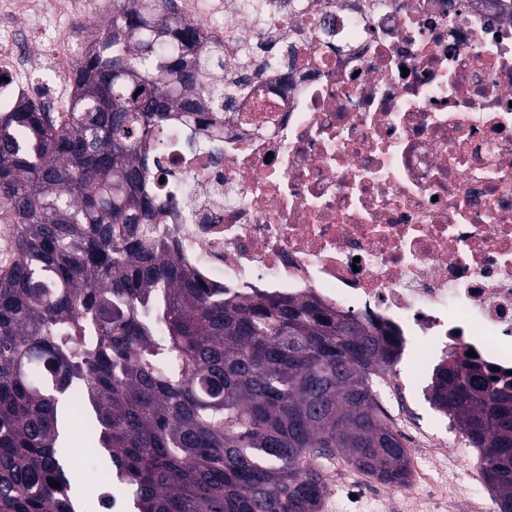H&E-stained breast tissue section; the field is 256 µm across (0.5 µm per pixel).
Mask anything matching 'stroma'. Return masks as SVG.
Returning a JSON list of instances; mask_svg holds the SVG:
<instances>
[{
	"label": "stroma",
	"mask_w": 512,
	"mask_h": 512,
	"mask_svg": "<svg viewBox=\"0 0 512 512\" xmlns=\"http://www.w3.org/2000/svg\"><path fill=\"white\" fill-rule=\"evenodd\" d=\"M410 420L419 429L438 422V435L448 448L446 456L435 459L414 441H407L412 471L424 472L433 493L417 489L414 498L405 499L400 488H388L369 476L346 467L343 460L327 464L328 492L321 512H440V500L458 504V512H470L479 503L486 485L479 475L474 449L469 448L463 432L448 418L439 417L426 401L423 388H416L410 409ZM75 434L68 442V453L77 477V488L88 496L89 512H99L98 496L106 488V470L93 448L84 441L88 419L70 416Z\"/></svg>",
	"instance_id": "stroma-1"
}]
</instances>
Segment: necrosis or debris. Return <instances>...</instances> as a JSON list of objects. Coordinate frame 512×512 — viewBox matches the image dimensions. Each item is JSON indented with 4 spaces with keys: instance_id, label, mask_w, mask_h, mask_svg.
I'll use <instances>...</instances> for the list:
<instances>
[{
    "instance_id": "obj_1",
    "label": "necrosis or debris",
    "mask_w": 512,
    "mask_h": 512,
    "mask_svg": "<svg viewBox=\"0 0 512 512\" xmlns=\"http://www.w3.org/2000/svg\"><path fill=\"white\" fill-rule=\"evenodd\" d=\"M224 49L218 148L169 127L154 175L182 260L225 295L322 302L424 364L512 369V0H179ZM93 0H0V108L70 99ZM260 75H249L254 61Z\"/></svg>"
}]
</instances>
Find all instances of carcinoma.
Segmentation results:
<instances>
[{"mask_svg":"<svg viewBox=\"0 0 512 512\" xmlns=\"http://www.w3.org/2000/svg\"><path fill=\"white\" fill-rule=\"evenodd\" d=\"M88 33L64 112L0 111V512H82L67 458L75 384L131 512H321L338 454L406 487L403 435L374 379L394 329L314 294L206 288L158 220L149 161L224 123V54L178 0H112ZM512 512V374L451 354L426 390ZM58 486H52V482Z\"/></svg>","mask_w":512,"mask_h":512,"instance_id":"obj_1","label":"carcinoma"}]
</instances>
